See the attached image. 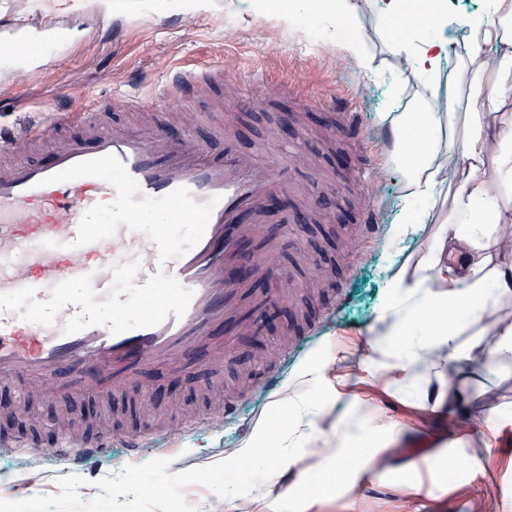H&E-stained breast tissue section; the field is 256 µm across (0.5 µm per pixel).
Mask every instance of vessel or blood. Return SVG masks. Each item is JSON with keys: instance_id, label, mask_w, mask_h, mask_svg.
Segmentation results:
<instances>
[{"instance_id": "b4317fda", "label": "vessel or blood", "mask_w": 512, "mask_h": 512, "mask_svg": "<svg viewBox=\"0 0 512 512\" xmlns=\"http://www.w3.org/2000/svg\"><path fill=\"white\" fill-rule=\"evenodd\" d=\"M205 83L223 86V67L171 72L159 101L178 108ZM278 93L243 88L237 103L262 112ZM32 136L1 128L0 155ZM267 156L253 163L231 132L218 159L160 124H88L46 159L0 166V380L117 393L142 386L143 366H181L215 330L228 336V355L234 339L259 334L254 284L284 274L263 204L295 188L293 159L272 146ZM374 214L365 198L355 249L374 237ZM146 224H187L191 236L177 243ZM156 434H60L50 448L81 468L115 443L137 455Z\"/></svg>"}]
</instances>
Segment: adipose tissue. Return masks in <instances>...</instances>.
<instances>
[{"label": "adipose tissue", "mask_w": 512, "mask_h": 512, "mask_svg": "<svg viewBox=\"0 0 512 512\" xmlns=\"http://www.w3.org/2000/svg\"><path fill=\"white\" fill-rule=\"evenodd\" d=\"M432 36L410 26L391 44L400 65L429 79L440 75L456 53L459 38L473 50L464 62L480 108L457 115L448 108L455 98L447 90L426 113L428 135L405 143L411 112H384L381 121L394 130L390 171L403 182L406 201H424L423 218L441 212L443 219L427 251L415 264L395 265L377 305L375 337L369 354L354 360L339 347L301 367L275 393L248 437L225 449L228 458L259 463L262 474H278L304 457L319 471L344 470L351 483L368 475L371 458L406 435L404 423L385 417L380 400L388 393H414L409 409L442 407L450 395L443 366L460 367L493 352L512 361V318L497 315L512 300V246L501 245L500 259L488 254L493 227L512 222L499 202V187L512 177V123L502 113L505 90L512 86V0H491L490 11L459 13L448 0H429ZM466 129V166L449 165L448 147L456 123ZM489 316L485 337L460 341L463 318L457 309ZM358 365L364 386L348 392V371ZM353 409L334 424L326 419L343 396ZM369 447L368 461L351 464L353 444Z\"/></svg>", "instance_id": "adipose-tissue-1"}]
</instances>
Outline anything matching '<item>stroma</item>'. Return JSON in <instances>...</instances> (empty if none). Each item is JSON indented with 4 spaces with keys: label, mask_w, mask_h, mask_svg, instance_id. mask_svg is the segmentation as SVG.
<instances>
[{
    "label": "stroma",
    "mask_w": 512,
    "mask_h": 512,
    "mask_svg": "<svg viewBox=\"0 0 512 512\" xmlns=\"http://www.w3.org/2000/svg\"><path fill=\"white\" fill-rule=\"evenodd\" d=\"M119 2L106 14L98 0H0V43L21 38L28 26L64 22L70 28L67 41L57 45L48 61L0 77V124L36 127L55 111H95L105 123H122L129 114L112 104V87L133 85L140 96L152 97L162 75L175 69L219 65L230 79L245 85L259 75L269 83H295L300 98H281L266 112L243 111L223 92L211 91L189 107L146 113L144 123L159 120L178 132L193 129L216 155L224 152L217 133L226 129L239 133L240 151L258 161L275 131L290 153L320 150L311 166L297 169L298 185L318 201L315 222L267 227L282 242L283 268L305 286L289 313L266 328L260 344L251 345L248 358L237 355L225 358L222 366L211 365L213 349L224 343L220 332L207 345L190 348L184 366L204 374V381L176 382L173 371L160 366L143 370L146 385L167 388L157 413L188 417L209 409L214 402L209 379L216 375L225 394L237 400L234 418L188 427L173 441L157 437L135 458L113 445L79 470L60 465L43 448L0 447V476L6 478L0 483V500L15 503L19 512H213L215 499L251 477L248 466L225 461L224 451L250 432L271 399L270 393H257V381L272 371L284 378L294 371L293 364L270 362L267 349L283 347L301 312L328 308L332 314L323 323L316 349L329 350L337 337L354 336L357 355H364L392 261L416 260L435 230L434 224H426L401 242H389L387 229L399 219L405 188L386 165L362 158L328 111L342 97L355 95L354 109L373 148L390 133L378 120L390 107L389 78L399 77L407 111L426 112L433 105L412 75L396 73L390 44L400 30L376 18L369 6L360 11L363 37L375 57L367 76L337 56L334 42L343 34L338 20L292 33L274 20L229 12L226 0H215L213 7L192 15L158 11L154 0ZM72 83L83 85L87 97L67 99ZM357 166L374 185L381 233L363 256L350 262L351 226L359 221V187L352 175ZM326 195L333 206L322 205ZM340 287L345 299L339 303L335 291ZM455 381L462 392L451 413H436L421 430L407 434L400 446L388 450L387 464L375 466L373 476L352 486L344 476L326 473L319 481L301 484L284 471L240 497L237 512H266L268 502L275 503L276 512H300V502L315 493L327 498L325 512H512V367L498 365L488 353L475 367L456 373ZM142 395L137 387L105 398L73 390L53 396L32 393L27 417L0 421V433L36 439L41 423L61 419L78 433L102 425L131 430L147 416ZM437 448L453 454L465 449L484 465L442 475L431 494L405 497L409 477L398 472V465ZM211 458L222 460L220 471H208L205 462ZM140 480L162 486L163 496L132 493V483Z\"/></svg>",
    "instance_id": "35a3bbf8"
}]
</instances>
